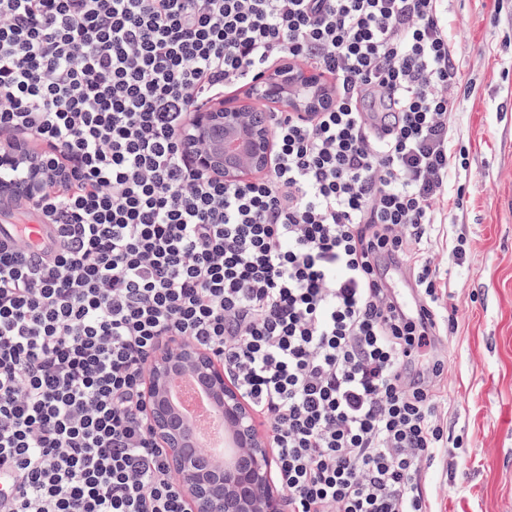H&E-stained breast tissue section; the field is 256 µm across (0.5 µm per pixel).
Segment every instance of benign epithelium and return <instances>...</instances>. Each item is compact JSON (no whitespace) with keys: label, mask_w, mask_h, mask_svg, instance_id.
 Here are the masks:
<instances>
[{"label":"benign epithelium","mask_w":512,"mask_h":512,"mask_svg":"<svg viewBox=\"0 0 512 512\" xmlns=\"http://www.w3.org/2000/svg\"><path fill=\"white\" fill-rule=\"evenodd\" d=\"M250 93L303 117L329 102L328 90L310 73L284 64L260 79ZM186 144L200 170L222 171L224 179L235 181L268 168L274 140L269 122L252 107L226 102L222 107L195 111ZM45 173L40 166L30 167L27 186L31 195L45 187ZM186 368L197 372L202 384L222 401L226 422L237 437V460L232 465H214L165 400L169 378ZM146 380L154 432L168 448L171 468L192 512H286V499L271 478L273 460L267 443L257 436L241 396L225 384L224 374L214 368L208 355L187 345L167 346L151 359Z\"/></svg>","instance_id":"obj_1"}]
</instances>
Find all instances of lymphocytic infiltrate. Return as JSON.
Here are the masks:
<instances>
[{
    "instance_id": "obj_1",
    "label": "lymphocytic infiltrate",
    "mask_w": 512,
    "mask_h": 512,
    "mask_svg": "<svg viewBox=\"0 0 512 512\" xmlns=\"http://www.w3.org/2000/svg\"><path fill=\"white\" fill-rule=\"evenodd\" d=\"M284 58L331 107L272 113L262 175L198 170L196 104ZM458 85L441 0H0V147L57 168L53 248L0 239V512H191L144 377L177 341L261 419L288 512H434Z\"/></svg>"
}]
</instances>
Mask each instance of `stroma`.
Returning a JSON list of instances; mask_svg holds the SVG:
<instances>
[{"mask_svg":"<svg viewBox=\"0 0 512 512\" xmlns=\"http://www.w3.org/2000/svg\"><path fill=\"white\" fill-rule=\"evenodd\" d=\"M459 67L464 188L449 237L465 236L466 262L446 283L459 328L444 425L452 442L432 466L445 493L438 512H512V0H447ZM464 488L463 496L450 489Z\"/></svg>","mask_w":512,"mask_h":512,"instance_id":"obj_1","label":"stroma"}]
</instances>
